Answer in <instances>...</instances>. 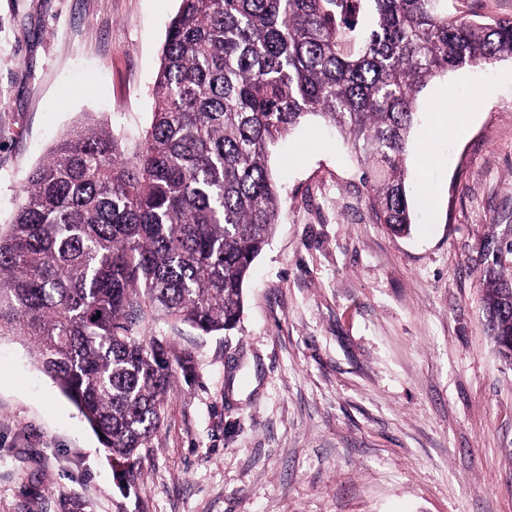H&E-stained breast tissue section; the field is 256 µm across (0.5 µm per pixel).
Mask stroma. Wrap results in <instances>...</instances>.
Wrapping results in <instances>:
<instances>
[{
  "instance_id": "1",
  "label": "stroma",
  "mask_w": 512,
  "mask_h": 512,
  "mask_svg": "<svg viewBox=\"0 0 512 512\" xmlns=\"http://www.w3.org/2000/svg\"><path fill=\"white\" fill-rule=\"evenodd\" d=\"M179 0H0V225L75 127L135 152ZM274 234L243 318H152L171 384L122 488L21 337L0 338V512H512V364L481 307L512 234V59L433 78L406 166L417 223H376L347 140L307 117L272 150Z\"/></svg>"
}]
</instances>
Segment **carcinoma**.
Returning a JSON list of instances; mask_svg holds the SVG:
<instances>
[{"instance_id": "1", "label": "carcinoma", "mask_w": 512, "mask_h": 512, "mask_svg": "<svg viewBox=\"0 0 512 512\" xmlns=\"http://www.w3.org/2000/svg\"><path fill=\"white\" fill-rule=\"evenodd\" d=\"M139 152L80 128L29 171L0 231V336L78 408L112 460L160 429L165 349L135 336L159 315L204 334L239 323L280 213L270 148L309 115L339 128L377 223L413 224L405 168L418 94L449 70L512 58V18L468 21L446 0H179ZM368 10L358 29L352 15ZM482 309L512 341V270L493 261Z\"/></svg>"}]
</instances>
